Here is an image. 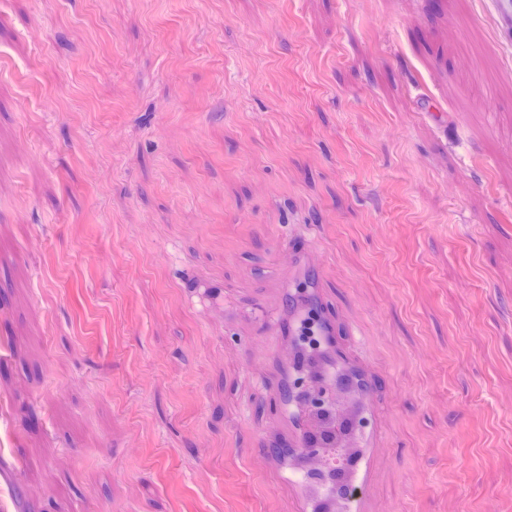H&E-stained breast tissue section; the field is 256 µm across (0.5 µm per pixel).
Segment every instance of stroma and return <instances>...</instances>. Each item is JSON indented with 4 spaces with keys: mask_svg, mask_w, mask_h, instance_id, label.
Masks as SVG:
<instances>
[{
    "mask_svg": "<svg viewBox=\"0 0 512 512\" xmlns=\"http://www.w3.org/2000/svg\"><path fill=\"white\" fill-rule=\"evenodd\" d=\"M311 308L362 512H512V0H0L7 512H305Z\"/></svg>",
    "mask_w": 512,
    "mask_h": 512,
    "instance_id": "stroma-1",
    "label": "stroma"
}]
</instances>
